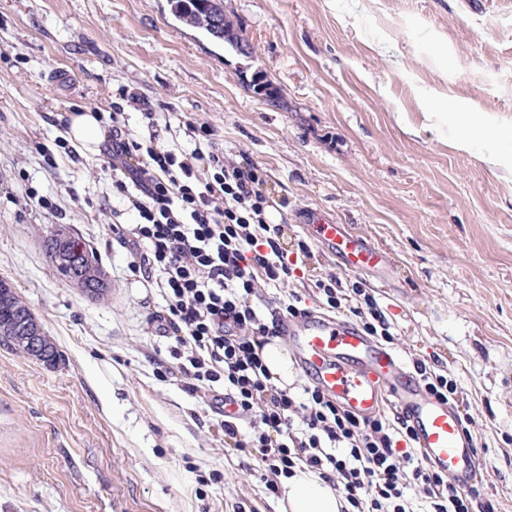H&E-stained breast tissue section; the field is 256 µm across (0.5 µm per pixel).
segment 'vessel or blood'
<instances>
[{
	"instance_id": "vessel-or-blood-1",
	"label": "vessel or blood",
	"mask_w": 512,
	"mask_h": 512,
	"mask_svg": "<svg viewBox=\"0 0 512 512\" xmlns=\"http://www.w3.org/2000/svg\"><path fill=\"white\" fill-rule=\"evenodd\" d=\"M302 226L343 266L383 273L385 250L348 225L316 212ZM283 334L297 366L310 382L360 417L380 414L392 404L408 418L423 462L463 488L479 482L482 467L462 427L458 407L430 397L411 366L392 348L368 336L348 317L309 312L288 319Z\"/></svg>"
}]
</instances>
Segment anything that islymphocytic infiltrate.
I'll return each mask as SVG.
<instances>
[{
  "label": "lymphocytic infiltrate",
  "mask_w": 512,
  "mask_h": 512,
  "mask_svg": "<svg viewBox=\"0 0 512 512\" xmlns=\"http://www.w3.org/2000/svg\"><path fill=\"white\" fill-rule=\"evenodd\" d=\"M117 93L105 155L122 207L109 229L130 255L129 270L150 279L165 302L146 323L166 338L184 390L215 412L226 397L237 405L238 419L217 423L225 450L253 457L275 495L281 479L306 467L344 495L345 512H410L413 488L422 489L428 512H496L478 488H460L428 468L401 417L362 419L312 383L292 390L273 382L259 351L283 319L305 315L308 306L293 290L263 310L254 299L261 289L287 286L310 246L271 223L263 169L225 156L211 125L187 122L195 147L185 151L161 142L168 118L145 103L148 134L137 137L122 106L129 92ZM125 211L134 223L120 224ZM313 298L393 342L391 323L360 278L316 280ZM245 416L253 419L246 431L239 424Z\"/></svg>",
  "instance_id": "lymphocytic-infiltrate-1"
}]
</instances>
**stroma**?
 Here are the masks:
<instances>
[{"label": "stroma", "instance_id": "1", "mask_svg": "<svg viewBox=\"0 0 512 512\" xmlns=\"http://www.w3.org/2000/svg\"><path fill=\"white\" fill-rule=\"evenodd\" d=\"M250 56L177 21L169 0H0V278L58 350L47 365L0 340V512H284L256 462L225 451L217 416L184 392L160 296L108 231L104 153L67 155L60 113L108 116L118 87L267 173L272 220L302 238L315 210L380 243L389 287L366 283L394 350L456 380L483 465L512 512V0H221ZM260 70L284 106L242 76ZM49 149L57 168L39 154ZM50 197L57 212L28 205ZM72 230L112 283L94 301L43 246ZM293 289L348 270L312 245ZM222 480L199 498L197 471Z\"/></svg>", "mask_w": 512, "mask_h": 512}]
</instances>
